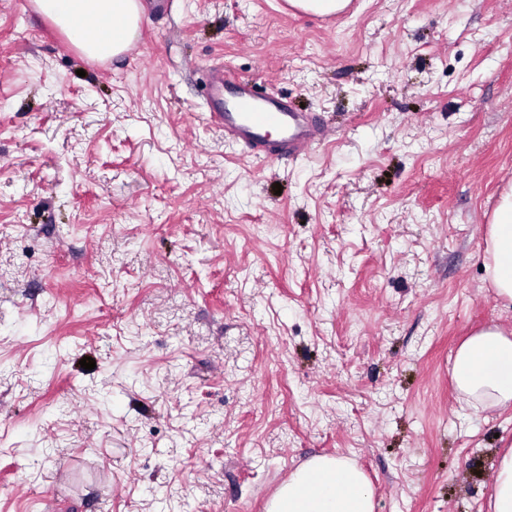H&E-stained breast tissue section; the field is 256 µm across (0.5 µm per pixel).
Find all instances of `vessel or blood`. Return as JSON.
Returning <instances> with one entry per match:
<instances>
[{"label":"vessel or blood","instance_id":"obj_1","mask_svg":"<svg viewBox=\"0 0 512 512\" xmlns=\"http://www.w3.org/2000/svg\"><path fill=\"white\" fill-rule=\"evenodd\" d=\"M208 108L211 123L226 137L269 160L307 154L326 137L323 124L294 111L286 98L223 73L214 80Z\"/></svg>","mask_w":512,"mask_h":512}]
</instances>
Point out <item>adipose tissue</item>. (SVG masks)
I'll list each match as a JSON object with an SVG mask.
<instances>
[{
    "instance_id": "obj_1",
    "label": "adipose tissue",
    "mask_w": 512,
    "mask_h": 512,
    "mask_svg": "<svg viewBox=\"0 0 512 512\" xmlns=\"http://www.w3.org/2000/svg\"><path fill=\"white\" fill-rule=\"evenodd\" d=\"M83 56L109 60L125 53L142 15L140 0H33ZM486 279L512 305V190L496 207L485 244ZM457 390L483 411L512 409V337L480 331L456 351ZM266 512H375L374 491L364 472L342 455L317 456L299 468L269 499Z\"/></svg>"
}]
</instances>
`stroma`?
I'll return each mask as SVG.
<instances>
[{"label": "stroma", "mask_w": 512, "mask_h": 512, "mask_svg": "<svg viewBox=\"0 0 512 512\" xmlns=\"http://www.w3.org/2000/svg\"><path fill=\"white\" fill-rule=\"evenodd\" d=\"M143 2L101 63L0 0V512H265L323 455L376 512H492L512 411L464 402L451 361L512 331L482 270L512 0ZM213 67L326 140L242 152ZM288 4L303 12L327 16L342 11L348 4L347 0H289Z\"/></svg>", "instance_id": "1"}]
</instances>
